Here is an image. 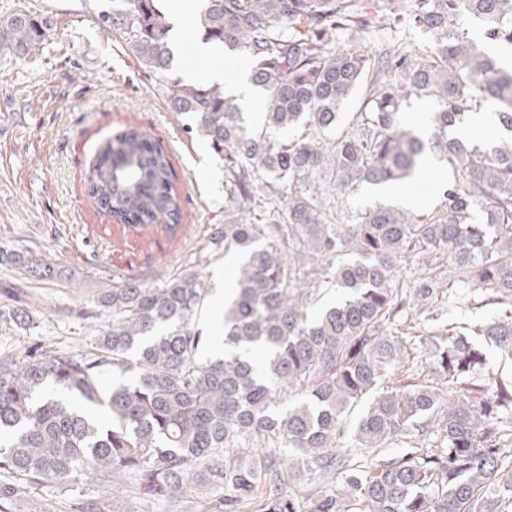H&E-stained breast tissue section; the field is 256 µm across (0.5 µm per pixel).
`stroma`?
<instances>
[{
	"mask_svg": "<svg viewBox=\"0 0 512 512\" xmlns=\"http://www.w3.org/2000/svg\"><path fill=\"white\" fill-rule=\"evenodd\" d=\"M103 6L104 0H0V14L20 9L51 23L43 52L0 57V246L19 248L33 264L29 272L0 264V289H22L32 317L22 328L0 318L1 355L37 343L59 354L82 352L112 318L96 305L100 289L131 278L158 287L190 269L213 287L196 322L204 335L220 334L224 288L235 263L223 251H210L208 242L224 222V160L190 131L186 116L170 110L165 78L145 71L102 24ZM129 127L156 138L169 156L180 196L176 236L135 237L85 190L100 146ZM453 177L449 162L429 158L411 182V211L426 216L439 209L440 189ZM327 201L332 221L352 224L360 211L399 199L364 184L342 195L328 190ZM397 276L411 288L426 278L435 285L428 314L400 321L403 335L441 336L448 324L469 327L501 311L475 307L470 290H450L447 266L434 269L412 258ZM90 497L111 499L113 512H167L163 502L116 498L106 484L78 477L37 487L13 512H74Z\"/></svg>",
	"mask_w": 512,
	"mask_h": 512,
	"instance_id": "stroma-1",
	"label": "stroma"
}]
</instances>
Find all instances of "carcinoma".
I'll list each match as a JSON object with an SVG mask.
<instances>
[{
  "instance_id": "cac0c4a2",
  "label": "carcinoma",
  "mask_w": 512,
  "mask_h": 512,
  "mask_svg": "<svg viewBox=\"0 0 512 512\" xmlns=\"http://www.w3.org/2000/svg\"><path fill=\"white\" fill-rule=\"evenodd\" d=\"M157 2L112 0L99 17L167 79L171 111L224 156V228L210 241L238 256L224 355L201 359L212 340L194 315L210 288L194 271L157 288L130 280L102 289L112 321L84 353L33 345L1 356L0 471L10 478L0 480V512L35 485L79 476L114 489L131 477L147 499L190 500L200 484L224 490L205 512H512V460L503 456L512 381L482 348L461 335L427 340L420 349L435 383L386 384L409 360L390 325L433 293L426 283L399 286L396 269L414 257L446 255L456 287L507 299L473 333L512 361V140L487 150L448 136L476 104L512 133V64L485 48L512 47V0H204L202 39L247 58L252 84L266 93L255 127L222 88L168 78L175 54ZM469 20L482 42L462 32ZM399 25L428 35V49L403 46L375 60L336 47L339 34ZM48 31L26 11L0 16V55L24 58ZM364 84L360 129L324 141ZM412 98L434 104L427 138L404 122ZM429 153L455 168L440 210L421 219L380 206L355 224L326 219L320 181L340 193L398 184ZM86 190L120 224L162 222L170 236L180 228L169 157L137 128L99 148ZM257 192L275 214L254 212ZM1 262L30 270L17 250L0 247ZM319 275L340 297L315 312ZM431 430L437 445L387 454ZM348 435L365 463L339 453ZM298 459L321 474L345 472L343 488L304 510L285 482Z\"/></svg>"
}]
</instances>
